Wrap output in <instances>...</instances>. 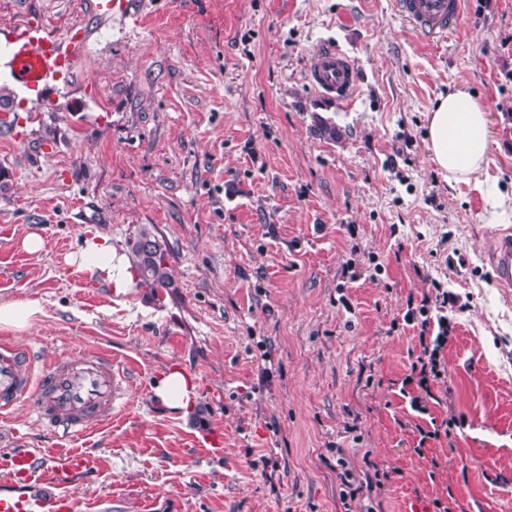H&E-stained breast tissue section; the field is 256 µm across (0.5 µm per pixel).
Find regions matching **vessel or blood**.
I'll return each instance as SVG.
<instances>
[{
	"instance_id": "1",
	"label": "vessel or blood",
	"mask_w": 512,
	"mask_h": 512,
	"mask_svg": "<svg viewBox=\"0 0 512 512\" xmlns=\"http://www.w3.org/2000/svg\"><path fill=\"white\" fill-rule=\"evenodd\" d=\"M401 14L420 33L428 35L455 29L463 0H396ZM99 11L121 18L135 17L138 0H100ZM9 69L24 90L41 91L72 72L80 60L82 44L64 49L59 35L46 30L32 37L19 30L11 38ZM326 98L344 101L354 91V79L346 58L336 49H322L308 75ZM493 280L512 288V228L502 230L493 254ZM120 397V385L111 357L103 352L61 360L34 372L29 354L10 344L0 345V409L28 400L32 413L48 427L70 437L83 435L93 422ZM91 459L73 451L41 465L28 452L16 450L0 458L14 491L0 493V512H74V502L63 490L86 474Z\"/></svg>"
}]
</instances>
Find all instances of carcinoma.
I'll use <instances>...</instances> for the list:
<instances>
[{"label":"carcinoma","instance_id":"obj_1","mask_svg":"<svg viewBox=\"0 0 512 512\" xmlns=\"http://www.w3.org/2000/svg\"><path fill=\"white\" fill-rule=\"evenodd\" d=\"M130 261L136 268L140 284L149 288L156 300L172 294L177 285L167 264V248L154 226L143 225L128 241Z\"/></svg>","mask_w":512,"mask_h":512}]
</instances>
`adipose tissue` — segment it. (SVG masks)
Masks as SVG:
<instances>
[{
    "instance_id": "1",
    "label": "adipose tissue",
    "mask_w": 512,
    "mask_h": 512,
    "mask_svg": "<svg viewBox=\"0 0 512 512\" xmlns=\"http://www.w3.org/2000/svg\"><path fill=\"white\" fill-rule=\"evenodd\" d=\"M491 143V115L467 90L440 97L428 114V155L448 184L478 178L489 161ZM69 262L78 270L95 274L115 295L126 294L137 285L132 264L109 236L95 233L84 237L70 254ZM152 392L157 402L181 415H188L194 408L195 385L180 368L161 374Z\"/></svg>"
}]
</instances>
